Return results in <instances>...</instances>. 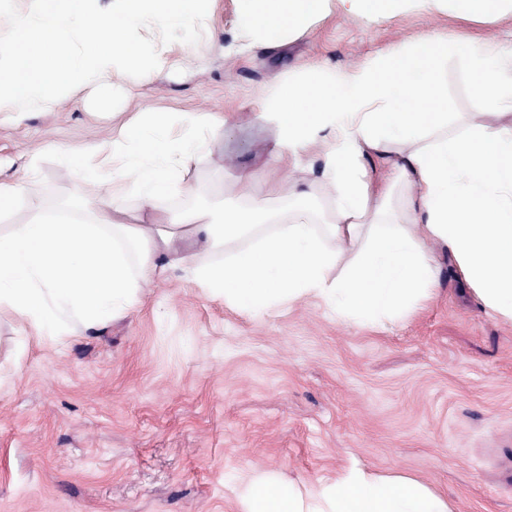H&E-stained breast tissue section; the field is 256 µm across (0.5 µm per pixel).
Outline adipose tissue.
<instances>
[{"label": "adipose tissue", "mask_w": 512, "mask_h": 512, "mask_svg": "<svg viewBox=\"0 0 512 512\" xmlns=\"http://www.w3.org/2000/svg\"><path fill=\"white\" fill-rule=\"evenodd\" d=\"M242 49L277 47L307 29L327 0H234ZM350 14L392 20L412 8L463 16L512 11V0H339ZM468 62L476 96L512 112V48L449 41L432 32L348 70L316 66L256 95L258 120L273 132L261 166L238 175L237 207L219 220L196 210L159 212L181 167L207 142L173 138L169 113L148 111L126 144L76 151V169L109 182L110 198L82 199L76 218L34 219L18 211L23 180L0 181V313L37 339H55L77 318L95 326L122 315L173 269L207 294L251 315L303 300L337 320L381 325L430 297L439 269L431 248H447L482 306L512 321V127L448 132L439 67L449 53ZM322 153L326 222L306 194L292 207H252L254 183L272 168ZM136 212L122 209L124 197ZM223 263H208L216 249ZM243 512H455L419 480L351 468L306 494L258 472L245 482Z\"/></svg>", "instance_id": "adipose-tissue-1"}]
</instances>
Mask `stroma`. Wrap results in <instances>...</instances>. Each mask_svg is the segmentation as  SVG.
<instances>
[{
	"instance_id": "1",
	"label": "stroma",
	"mask_w": 512,
	"mask_h": 512,
	"mask_svg": "<svg viewBox=\"0 0 512 512\" xmlns=\"http://www.w3.org/2000/svg\"><path fill=\"white\" fill-rule=\"evenodd\" d=\"M330 13L274 49L225 60L236 44L232 0L214 33L170 54L153 82H120L112 113L86 88L60 111L0 115V180L25 178L26 207L94 193L73 150L122 141L145 109L217 113L211 151L183 173L175 212L235 206L222 183L257 168L271 139L253 119L259 88L316 65L342 69L439 29L476 44L512 45V16L470 20L412 10L393 20ZM448 130L512 127V113L477 100L466 61L441 65ZM234 158L223 167L221 157ZM432 299L386 326L336 320L316 301L252 317L207 296L191 276L167 279L94 329L70 320L62 340L25 338L0 316V512H242L256 471L307 491L351 466L418 479L456 512H512V322L484 311L448 251L436 249Z\"/></svg>"
}]
</instances>
